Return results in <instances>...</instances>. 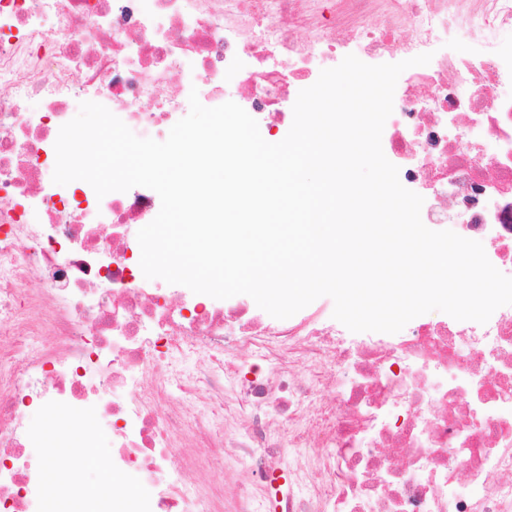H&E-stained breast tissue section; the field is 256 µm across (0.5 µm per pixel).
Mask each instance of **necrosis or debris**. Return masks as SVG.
Here are the masks:
<instances>
[{
    "label": "necrosis or debris",
    "mask_w": 512,
    "mask_h": 512,
    "mask_svg": "<svg viewBox=\"0 0 512 512\" xmlns=\"http://www.w3.org/2000/svg\"><path fill=\"white\" fill-rule=\"evenodd\" d=\"M423 53L383 152L427 189V228L512 277V0H0V512H44L36 407L109 430L138 512H229L223 488L183 481L199 460L248 474L230 512H512V305L345 342L322 304L276 319L157 287L137 233L158 194L52 180L86 91L140 137L164 139L193 91L274 137L327 63ZM85 470L59 492L102 512Z\"/></svg>",
    "instance_id": "obj_1"
}]
</instances>
